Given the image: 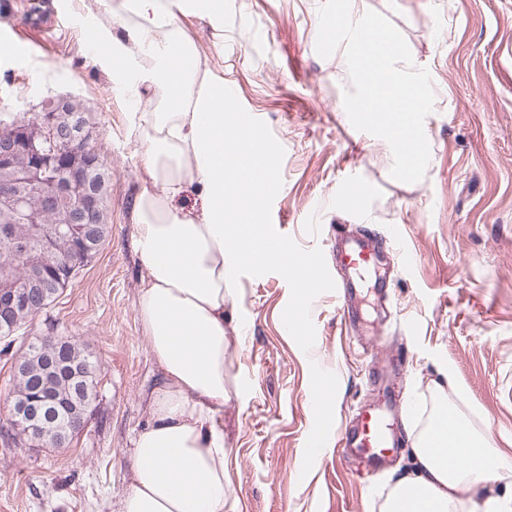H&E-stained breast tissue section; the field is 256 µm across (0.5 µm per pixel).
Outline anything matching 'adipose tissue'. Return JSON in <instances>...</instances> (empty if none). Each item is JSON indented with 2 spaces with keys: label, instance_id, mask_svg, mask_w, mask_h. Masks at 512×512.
I'll use <instances>...</instances> for the list:
<instances>
[{
  "label": "adipose tissue",
  "instance_id": "ef3b65f1",
  "mask_svg": "<svg viewBox=\"0 0 512 512\" xmlns=\"http://www.w3.org/2000/svg\"><path fill=\"white\" fill-rule=\"evenodd\" d=\"M81 3L88 40L106 45L127 64L131 85L155 96L138 128L146 178L133 219L143 266L138 316L160 380L150 422L132 440L118 512H228L224 306L244 258L284 265L288 251L262 225L231 226L224 213V192L238 177L224 161L252 146L225 136L224 83L179 23L191 14L223 27L224 0ZM190 187L204 200L201 211L175 209L173 199ZM413 455V471L396 481L382 512L403 501L409 512H461L462 488L512 472V457L491 447L443 393Z\"/></svg>",
  "mask_w": 512,
  "mask_h": 512
}]
</instances>
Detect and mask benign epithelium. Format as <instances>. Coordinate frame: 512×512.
<instances>
[{"label":"benign epithelium","instance_id":"1","mask_svg":"<svg viewBox=\"0 0 512 512\" xmlns=\"http://www.w3.org/2000/svg\"><path fill=\"white\" fill-rule=\"evenodd\" d=\"M93 140V128L84 123L81 111L73 107L71 96H58L42 103L40 112L30 121L16 119L6 129L0 128V164L8 165L20 152L28 157V166L15 171L11 179V183L23 186L25 192L7 193L0 201L29 224L38 223V218L28 207V190L38 193L48 207L71 203L61 224L75 245L74 257L56 274L54 282L36 274L23 287L8 285L0 289L3 327H14L17 311L28 307L33 299L44 302L57 294L58 287L66 286L98 251V246H88L87 225L101 222L102 209L108 207V202L100 198L87 178V169L96 161L86 153L87 145ZM29 350L45 354L46 373L37 382L34 396L11 404L12 430L24 437L47 429L65 432L69 427H85L84 420H72L65 427L57 415L58 395L51 386L70 373L64 340L41 338L30 343Z\"/></svg>","mask_w":512,"mask_h":512}]
</instances>
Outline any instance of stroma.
<instances>
[{
  "label": "stroma",
  "instance_id": "obj_1",
  "mask_svg": "<svg viewBox=\"0 0 512 512\" xmlns=\"http://www.w3.org/2000/svg\"><path fill=\"white\" fill-rule=\"evenodd\" d=\"M0 0V99L37 111L60 95L80 99L112 171L108 237L64 293L25 325L27 338H71L95 365L98 394L85 429L63 448L0 437V512H117L132 437L150 421L159 380L137 315L143 268L133 245V202L146 176L140 117L110 56L86 43L80 0ZM322 0H224V27L181 17L236 107L257 112L282 147L279 184L261 207L263 225L287 247L329 259L337 225L369 227L405 253L386 300L369 275L342 322L324 289L309 339L285 333L300 297L276 262L237 274L224 308V442L236 512H380L391 484L414 467L410 439L445 392L492 447L512 456V0H366L405 37L435 90L424 121V178L390 175L389 145L360 134L344 109L351 87L343 51H315ZM357 175L359 213L329 198ZM335 380L322 420L329 443L310 455L307 398L316 367ZM398 395L394 426L404 441L367 473L334 443L359 408Z\"/></svg>",
  "mask_w": 512,
  "mask_h": 512
}]
</instances>
